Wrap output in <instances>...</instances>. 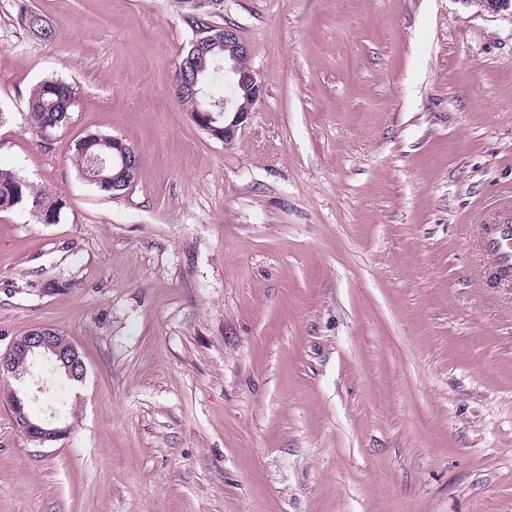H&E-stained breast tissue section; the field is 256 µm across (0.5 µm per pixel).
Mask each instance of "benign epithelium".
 Wrapping results in <instances>:
<instances>
[{"label": "benign epithelium", "instance_id": "7a95c632", "mask_svg": "<svg viewBox=\"0 0 512 512\" xmlns=\"http://www.w3.org/2000/svg\"><path fill=\"white\" fill-rule=\"evenodd\" d=\"M477 4L480 9L498 14H512V0H468ZM252 53L251 47L239 43V49L224 56V77L234 84L242 93L243 102L224 100V128L213 125L215 117L211 112H196L194 118L197 125L213 134L226 145L231 144L252 114L257 103L261 102L264 87L258 81L253 69L240 66L238 55ZM26 361L30 364L40 361L54 371H61L71 381H83L86 368L77 347L59 331L50 326L34 328L22 336L16 337L11 345L0 352V378L14 376L15 363ZM0 404L9 408L15 425L31 442L46 445L60 440L69 432L70 427L61 425L55 413L48 418H35L30 412V401L27 396L10 389L0 393Z\"/></svg>", "mask_w": 512, "mask_h": 512}]
</instances>
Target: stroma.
Here are the masks:
<instances>
[{"mask_svg":"<svg viewBox=\"0 0 512 512\" xmlns=\"http://www.w3.org/2000/svg\"><path fill=\"white\" fill-rule=\"evenodd\" d=\"M54 31L39 37L20 11ZM264 98L231 145L178 103L176 0H0V168L65 196L0 211V351L39 326L27 440L0 405V512H512V15L469 0H224ZM75 85L51 143L42 79ZM90 132L140 159L116 197ZM76 89L63 79L50 77L40 81L27 100V127L47 142L49 136L69 119L76 102ZM103 138H112L109 141L110 147L102 146L101 140ZM125 146V142L123 143L120 138L99 133H89L74 143L71 163L74 165L79 175L83 177L89 185L95 187L103 194L116 196L121 194L129 184L135 181L139 171L138 165L123 170L117 176L115 182L118 186H115L112 191V176L118 174L120 170V167L112 168V166L115 164L125 168L129 160V153L124 149ZM113 149L117 151V155L115 156L112 152ZM107 156L112 158V164H107V169L104 172L109 178L101 183L89 180L87 175L90 169L95 167L97 157L107 158ZM496 275L501 281H512V225L506 221L493 228L486 239ZM40 361L53 371H61L67 379L82 382L86 368L77 347L59 331L50 326L34 328L16 337L11 345L0 352V378L17 377L15 363ZM0 404L6 405L15 425L24 436L38 445L60 440L69 432V426H61L59 416L51 413L50 418H34L30 412V401L26 395H19L14 389L1 391Z\"/></svg>","mask_w":512,"mask_h":512,"instance_id":"35a3bbf8","label":"stroma"}]
</instances>
